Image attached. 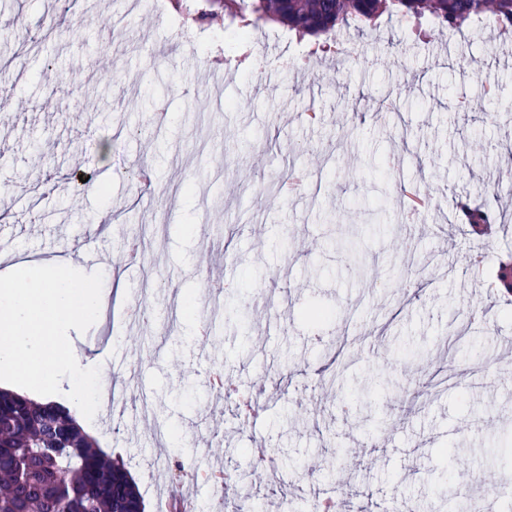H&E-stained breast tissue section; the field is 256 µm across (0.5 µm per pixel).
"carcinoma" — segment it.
<instances>
[{
  "instance_id": "obj_1",
  "label": "carcinoma",
  "mask_w": 512,
  "mask_h": 512,
  "mask_svg": "<svg viewBox=\"0 0 512 512\" xmlns=\"http://www.w3.org/2000/svg\"><path fill=\"white\" fill-rule=\"evenodd\" d=\"M182 21L197 25L224 15L235 31L271 18L328 40L386 11L402 17L429 14L458 29L480 15L512 30V0H175ZM461 222L495 224L494 205L467 196L455 201ZM139 489L122 460L112 459L75 418L53 402L0 391V512H144Z\"/></svg>"
}]
</instances>
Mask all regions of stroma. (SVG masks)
I'll list each match as a JSON object with an SVG mask.
<instances>
[{"label": "stroma", "mask_w": 512, "mask_h": 512, "mask_svg": "<svg viewBox=\"0 0 512 512\" xmlns=\"http://www.w3.org/2000/svg\"><path fill=\"white\" fill-rule=\"evenodd\" d=\"M59 3L0 0L13 22L0 35V275L102 272L106 303L70 342L115 366L126 409L101 401L85 427L132 461L145 512L175 493L218 512L209 484L147 475L171 455L226 468L252 512H274L283 486L288 512H312L317 487L363 512L395 497L407 512H480L468 482L488 474L512 492V365L495 359L512 337L496 276L512 252V36L384 15L344 35L345 59L296 70L312 42L275 21L241 43L181 29L170 0ZM212 53L232 63L208 87ZM489 84L501 107H487ZM402 182L435 198L413 233ZM460 193L497 196L504 223H457ZM133 240L144 258L129 268ZM311 306L329 319L310 322ZM214 368L264 391L258 419L212 396ZM349 441L367 460L346 458ZM259 442L273 467L257 482Z\"/></svg>", "instance_id": "stroma-1"}]
</instances>
